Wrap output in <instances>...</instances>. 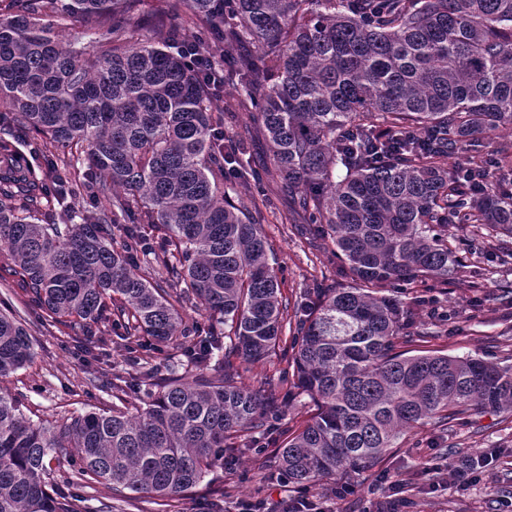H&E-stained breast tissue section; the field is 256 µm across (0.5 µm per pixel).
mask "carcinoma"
<instances>
[{
	"label": "carcinoma",
	"instance_id": "obj_1",
	"mask_svg": "<svg viewBox=\"0 0 512 512\" xmlns=\"http://www.w3.org/2000/svg\"><path fill=\"white\" fill-rule=\"evenodd\" d=\"M74 18L89 41L67 49ZM503 130L512 0H0V261L90 348L115 328L132 353L146 336L203 346L194 377L138 362L99 388L111 406L61 424L0 386V512H112L99 484L171 508L273 433L288 481L315 485L371 470L431 421L511 414L512 366L403 348L431 332L415 328L420 298L387 293L480 288L450 224L493 231L512 263V181L489 172H512V141L486 152ZM461 152L468 173L449 165ZM232 180L260 198H233ZM273 192L350 278L307 288L290 364L314 413L298 428L274 388L243 382L291 307L251 212ZM33 358L6 294L0 381ZM131 389L147 400L127 406Z\"/></svg>",
	"mask_w": 512,
	"mask_h": 512
}]
</instances>
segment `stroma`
Returning <instances> with one entry per match:
<instances>
[{
    "instance_id": "35a3bbf8",
    "label": "stroma",
    "mask_w": 512,
    "mask_h": 512,
    "mask_svg": "<svg viewBox=\"0 0 512 512\" xmlns=\"http://www.w3.org/2000/svg\"><path fill=\"white\" fill-rule=\"evenodd\" d=\"M273 250L281 291L301 296L312 279L332 287L346 282L344 268L335 260L308 249L293 235L286 206L262 209L256 215ZM449 233L464 239L478 237L479 248L461 247L466 266L483 271L478 294L448 285L431 289L437 305L418 308V325L433 327L423 347L452 356H480L512 365V264L498 265L494 240L488 231L471 234L469 228L449 226ZM35 356L29 365L6 379V386L27 393V405L41 418L61 421L93 407L111 405V397L89 387V380L101 375L121 374L127 368L126 352L117 336H109L95 354L77 356L71 331L60 325L33 329ZM261 450L235 456L225 467L219 484L223 495L196 493L180 500L174 512H235L242 499L264 498L272 505L296 496V485L284 484L277 469L276 450L262 439ZM496 449L497 461L481 480L467 491L455 489L429 492L430 483L442 481L436 464L445 457L463 459ZM397 476L405 484L406 504L402 512H505L512 502V417L482 413L466 425L442 429L429 424L404 441L381 465L352 478L353 494L336 496L332 483L312 486L308 495L321 499L327 512H376L382 494L375 486L381 474Z\"/></svg>"
}]
</instances>
